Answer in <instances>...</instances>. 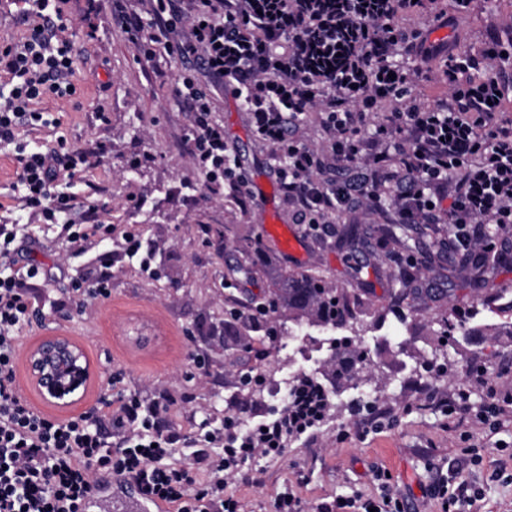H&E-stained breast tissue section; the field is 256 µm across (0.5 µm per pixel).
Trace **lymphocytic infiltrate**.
I'll use <instances>...</instances> for the list:
<instances>
[{
	"instance_id": "obj_1",
	"label": "lymphocytic infiltrate",
	"mask_w": 512,
	"mask_h": 512,
	"mask_svg": "<svg viewBox=\"0 0 512 512\" xmlns=\"http://www.w3.org/2000/svg\"><path fill=\"white\" fill-rule=\"evenodd\" d=\"M34 23L22 40L0 44V146L11 147L12 185L23 209L60 224L70 252L111 238L104 200L70 193L76 179L108 153L105 141L84 147L56 138L30 147L26 133L59 129L60 114L43 99L77 92L68 32L69 0H24ZM112 0L138 56L155 61L165 48L179 68L175 98L193 112L184 150L205 187L234 190L242 207L255 204L240 165L224 140L211 90L230 82L255 136L271 148L273 173L299 223L316 235L359 206L388 224H441L455 249L475 255L512 234V55L499 51L512 20L490 25L480 53L442 51L407 30L406 16L425 12L450 26L473 0H151L149 18ZM439 57L437 68L427 60ZM205 73L209 84L199 82ZM441 86L435 98L416 88ZM17 225L0 224V512H83L102 476L134 484L147 501L177 512H244L225 494L228 478L253 485V457L282 458L292 440L318 433L329 395L318 377L295 378L287 403L272 417L241 429L225 416L220 429L200 423L184 432L168 425L169 404L121 397L116 410L92 409L55 420L35 410L14 382L21 331L29 325L36 283L54 279L35 263L16 265ZM486 404L472 411L462 387L435 404L448 417L489 425L512 408V388L486 369L475 374ZM180 461H173V454ZM318 512H406L401 495L384 486L379 499L339 500Z\"/></svg>"
}]
</instances>
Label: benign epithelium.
<instances>
[{"instance_id": "benign-epithelium-1", "label": "benign epithelium", "mask_w": 512, "mask_h": 512, "mask_svg": "<svg viewBox=\"0 0 512 512\" xmlns=\"http://www.w3.org/2000/svg\"><path fill=\"white\" fill-rule=\"evenodd\" d=\"M27 368L43 401L60 409L78 405L93 376L83 349L65 336H47L31 348Z\"/></svg>"}]
</instances>
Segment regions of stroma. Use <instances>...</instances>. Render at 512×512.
I'll use <instances>...</instances> for the list:
<instances>
[{
	"label": "stroma",
	"instance_id": "obj_1",
	"mask_svg": "<svg viewBox=\"0 0 512 512\" xmlns=\"http://www.w3.org/2000/svg\"><path fill=\"white\" fill-rule=\"evenodd\" d=\"M512 16V0H486L462 16L458 28L449 29L445 44L466 48L483 40L489 22ZM76 57V95L68 101L45 99L43 109L63 115L58 134L46 130L29 135L31 145L64 136L71 144L98 139L111 150L99 166L74 184L77 196L96 195L110 204L104 216L115 231L110 240L92 246L80 257L72 255L56 230L47 233L46 246L16 241L19 262L38 260L61 266L60 281L39 285L38 312L22 335V348L41 337L61 334L85 351L95 378L86 394L88 405H97L109 376H118L117 391L138 392L146 401L173 397L176 404L168 418L177 428L209 420L221 427L226 415L268 413V392L283 376L295 377L314 369L324 376L335 332L313 328V343L299 354L294 343L267 341L269 331L284 332L292 322L287 312L272 321H259L224 329V300L231 297L250 307L284 277L319 272L327 287L362 285L366 299L376 307L387 306L392 286L391 262L365 269L362 282H354L350 266L330 235L311 237L298 224L291 207L276 200L282 223L303 234L305 258L296 263L271 243L260 239L264 216L261 207L242 209L229 189L203 186L204 177L185 154L182 141L192 115L172 94L171 78H159L149 64L138 61L135 47L112 21L111 0H95L90 21H77L73 36ZM217 117L224 124V139L237 157L249 183L273 182L268 146L253 136L248 113L242 112L225 91L212 94ZM104 107L107 123L94 117ZM15 164L9 150L0 151V219L16 224L30 217L13 196ZM209 236H201L199 226ZM136 227L143 251L152 258L151 272L140 259L125 251L123 234ZM253 243L251 274L238 272L240 240ZM112 259L110 275H103L96 261L99 251ZM505 255L483 281L471 287L458 278L448 299L459 317L478 313L487 325L479 345L459 350L445 346L438 332L441 304L426 301L421 315L399 320L387 315L367 321L364 336L372 366L359 387L342 388L331 398L324 424L313 442L292 441L287 454L273 460L251 459L247 468L262 473L264 483L253 486L228 479L226 493L240 498L245 512H275L282 493H293L304 512L318 504L362 496L379 498L376 473L389 475L391 485L408 501L409 512H442L440 501L427 497L426 488L439 479L449 488L468 481L479 497L471 512H512V420L499 428L463 440L449 428L448 420L429 397L430 391L452 392L467 382L472 369L484 366L499 373L512 387V371L501 372L503 360L512 359V313L490 312L488 303L503 289L512 290V242ZM109 282L108 298L90 300L86 312L53 310L71 281L94 285ZM259 343L265 357L255 361L245 341ZM446 359L449 372L435 377L426 365L432 357ZM260 365L266 384L262 392L247 393L239 382L241 370ZM367 394L379 426L365 437L353 436V405Z\"/></svg>",
	"mask_w": 512,
	"mask_h": 512
}]
</instances>
